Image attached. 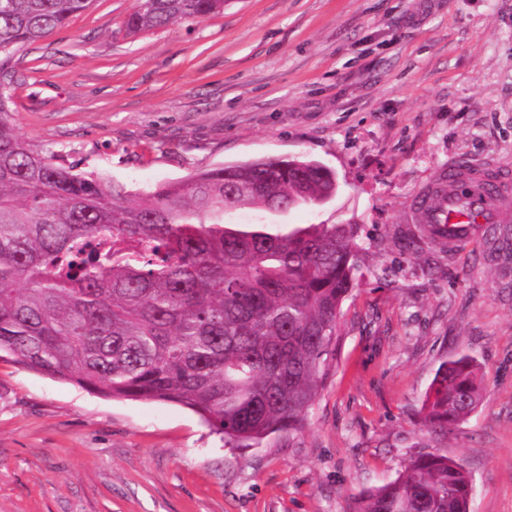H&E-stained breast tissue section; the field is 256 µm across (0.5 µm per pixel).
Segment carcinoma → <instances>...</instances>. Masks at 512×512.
Segmentation results:
<instances>
[{"label":"carcinoma","mask_w":512,"mask_h":512,"mask_svg":"<svg viewBox=\"0 0 512 512\" xmlns=\"http://www.w3.org/2000/svg\"><path fill=\"white\" fill-rule=\"evenodd\" d=\"M92 0H0V75ZM224 12V0H137L127 29ZM0 85V354L103 396L197 413L224 447L303 430L340 341L361 249L352 224H226L224 213L312 205L336 184L312 160L218 166L149 191L31 147ZM484 398L477 364L437 369L421 408L445 438ZM464 465L420 450L353 512H466Z\"/></svg>","instance_id":"cac0c4a2"}]
</instances>
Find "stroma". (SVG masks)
<instances>
[{"label": "stroma", "mask_w": 512, "mask_h": 512, "mask_svg": "<svg viewBox=\"0 0 512 512\" xmlns=\"http://www.w3.org/2000/svg\"><path fill=\"white\" fill-rule=\"evenodd\" d=\"M136 0H93L13 61L22 138L147 190L200 170L304 158L335 198L228 224H352L362 244L341 340L302 433L225 448L177 404L108 399L0 358V512H350L426 436L439 364L485 397L442 451L470 512H512V252L406 221L456 159L512 164V0H226L128 34Z\"/></svg>", "instance_id": "1"}]
</instances>
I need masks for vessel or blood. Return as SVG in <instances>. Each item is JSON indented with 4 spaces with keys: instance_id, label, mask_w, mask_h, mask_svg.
Returning a JSON list of instances; mask_svg holds the SVG:
<instances>
[{
    "instance_id": "obj_1",
    "label": "vessel or blood",
    "mask_w": 512,
    "mask_h": 512,
    "mask_svg": "<svg viewBox=\"0 0 512 512\" xmlns=\"http://www.w3.org/2000/svg\"><path fill=\"white\" fill-rule=\"evenodd\" d=\"M512 168L461 161L418 189L408 208L411 222L456 244L481 224H511Z\"/></svg>"
}]
</instances>
